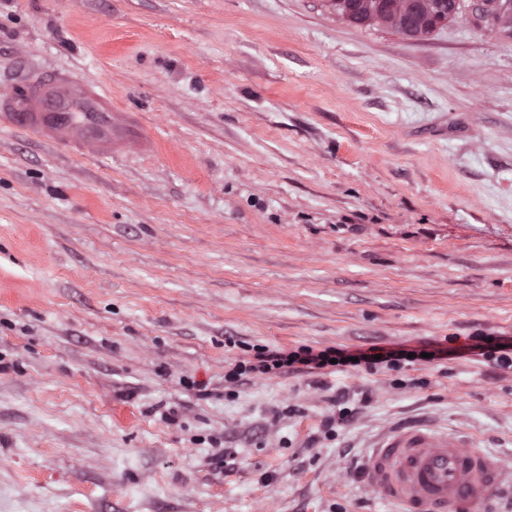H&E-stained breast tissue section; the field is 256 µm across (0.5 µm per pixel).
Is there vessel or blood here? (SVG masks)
Returning <instances> with one entry per match:
<instances>
[{
  "mask_svg": "<svg viewBox=\"0 0 512 512\" xmlns=\"http://www.w3.org/2000/svg\"><path fill=\"white\" fill-rule=\"evenodd\" d=\"M46 144L112 156L120 119L98 84L53 70L0 90V122ZM357 474L362 492L393 512H477L512 486V465L480 449L469 430L421 421L391 425L367 442Z\"/></svg>",
  "mask_w": 512,
  "mask_h": 512,
  "instance_id": "1",
  "label": "vessel or blood"
}]
</instances>
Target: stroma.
<instances>
[{"label": "stroma", "mask_w": 512, "mask_h": 512, "mask_svg": "<svg viewBox=\"0 0 512 512\" xmlns=\"http://www.w3.org/2000/svg\"><path fill=\"white\" fill-rule=\"evenodd\" d=\"M57 68L150 143L0 124V512H388L351 471L413 419L512 455V371L471 359L224 382L261 345L512 339V32L0 0V87ZM337 388L372 400L325 440Z\"/></svg>", "instance_id": "1"}]
</instances>
